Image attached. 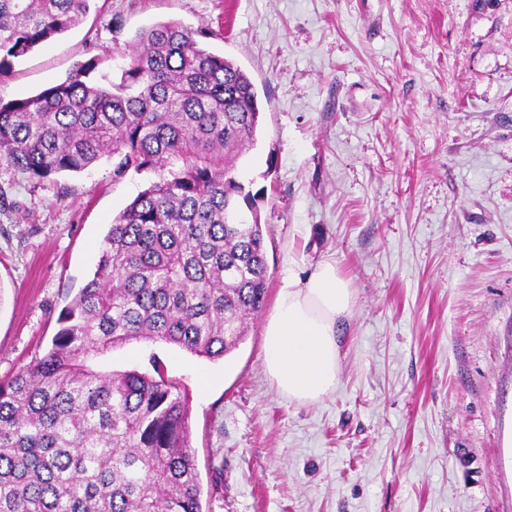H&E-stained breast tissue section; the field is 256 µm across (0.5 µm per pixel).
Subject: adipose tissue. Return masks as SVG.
I'll return each instance as SVG.
<instances>
[{"mask_svg":"<svg viewBox=\"0 0 512 512\" xmlns=\"http://www.w3.org/2000/svg\"><path fill=\"white\" fill-rule=\"evenodd\" d=\"M354 303L349 280L331 259L279 289L263 337L264 368L279 393L314 404L335 390L341 333Z\"/></svg>","mask_w":512,"mask_h":512,"instance_id":"adipose-tissue-1","label":"adipose tissue"}]
</instances>
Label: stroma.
Masks as SVG:
<instances>
[{
  "mask_svg": "<svg viewBox=\"0 0 512 512\" xmlns=\"http://www.w3.org/2000/svg\"><path fill=\"white\" fill-rule=\"evenodd\" d=\"M177 21L252 78L236 161L257 193L266 302L219 360L157 353L189 395L204 512H512V0H93L0 78L32 96ZM156 175L36 181L0 162V381L41 356L112 220ZM335 260L355 293L335 391L281 395L263 332L288 277Z\"/></svg>",
  "mask_w": 512,
  "mask_h": 512,
  "instance_id": "1",
  "label": "stroma"
}]
</instances>
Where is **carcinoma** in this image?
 I'll list each match as a JSON object with an SVG mask.
<instances>
[{
    "label": "carcinoma",
    "mask_w": 512,
    "mask_h": 512,
    "mask_svg": "<svg viewBox=\"0 0 512 512\" xmlns=\"http://www.w3.org/2000/svg\"><path fill=\"white\" fill-rule=\"evenodd\" d=\"M90 2L0 0V76ZM121 57L104 84L91 58L0 101V161L33 179L103 156L117 178L157 174L113 220L50 347L0 384V512H202L186 391L154 353L105 362L134 342L221 359L265 303L256 195L235 167L260 124L251 77L176 21L141 30ZM150 349L139 344L127 345L112 351L113 369H123L136 364L147 363Z\"/></svg>",
    "instance_id": "carcinoma-1"
}]
</instances>
